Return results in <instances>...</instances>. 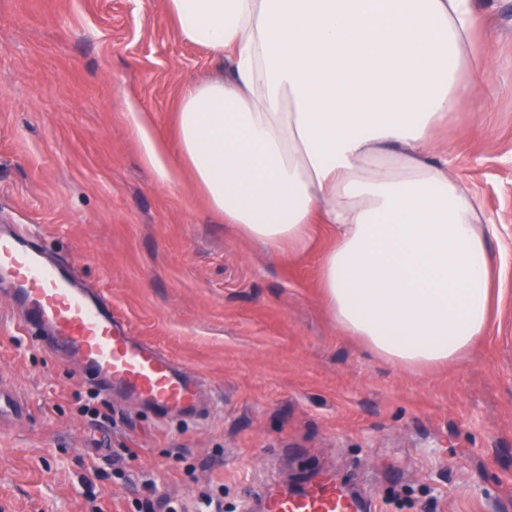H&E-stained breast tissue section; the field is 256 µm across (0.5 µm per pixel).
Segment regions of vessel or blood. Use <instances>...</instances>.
Returning <instances> with one entry per match:
<instances>
[{
	"mask_svg": "<svg viewBox=\"0 0 512 512\" xmlns=\"http://www.w3.org/2000/svg\"><path fill=\"white\" fill-rule=\"evenodd\" d=\"M10 274L12 298L24 309L22 323L33 343L65 352L82 376L164 413L197 410L198 385L156 346L131 336L112 316L100 290L85 286L63 265L50 263L31 233L15 227L0 233V272ZM265 512H363L362 504L337 493L328 481L299 492L266 489Z\"/></svg>",
	"mask_w": 512,
	"mask_h": 512,
	"instance_id": "vessel-or-blood-1",
	"label": "vessel or blood"
}]
</instances>
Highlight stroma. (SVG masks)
<instances>
[{
  "instance_id": "stroma-1",
  "label": "stroma",
  "mask_w": 512,
  "mask_h": 512,
  "mask_svg": "<svg viewBox=\"0 0 512 512\" xmlns=\"http://www.w3.org/2000/svg\"><path fill=\"white\" fill-rule=\"evenodd\" d=\"M495 95L440 137L497 227L491 331L423 373L332 321L326 235L272 257L224 223L177 151L178 105L226 65L166 0H0V226L30 224L53 263L200 380L195 416L92 387L25 338L0 280V512H244L271 485L334 479L373 512H512V0H491ZM175 171L160 183L132 128Z\"/></svg>"
}]
</instances>
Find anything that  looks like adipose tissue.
Masks as SVG:
<instances>
[{"label":"adipose tissue","instance_id":"ef3b65f1","mask_svg":"<svg viewBox=\"0 0 512 512\" xmlns=\"http://www.w3.org/2000/svg\"><path fill=\"white\" fill-rule=\"evenodd\" d=\"M229 74L190 86L178 145L210 207L275 254L316 225L325 306L393 366L463 358L501 288L496 227L436 132L496 65L478 0H167Z\"/></svg>","mask_w":512,"mask_h":512}]
</instances>
